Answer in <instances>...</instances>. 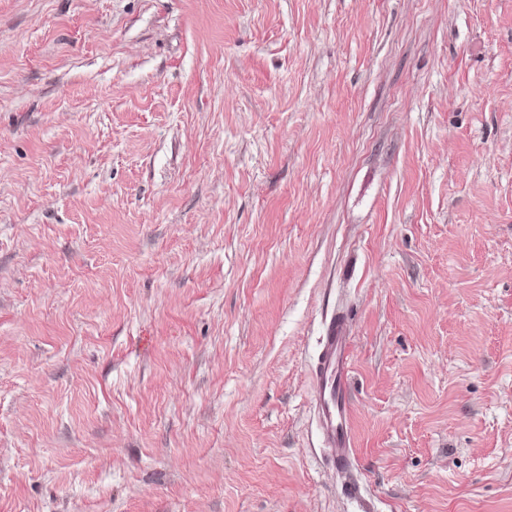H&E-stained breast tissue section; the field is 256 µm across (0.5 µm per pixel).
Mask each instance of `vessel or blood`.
I'll list each match as a JSON object with an SVG mask.
<instances>
[{
  "label": "vessel or blood",
  "mask_w": 512,
  "mask_h": 512,
  "mask_svg": "<svg viewBox=\"0 0 512 512\" xmlns=\"http://www.w3.org/2000/svg\"><path fill=\"white\" fill-rule=\"evenodd\" d=\"M353 341L347 316L333 314L311 366L314 416L328 461L340 472L349 471L355 463L349 400Z\"/></svg>",
  "instance_id": "obj_1"
}]
</instances>
